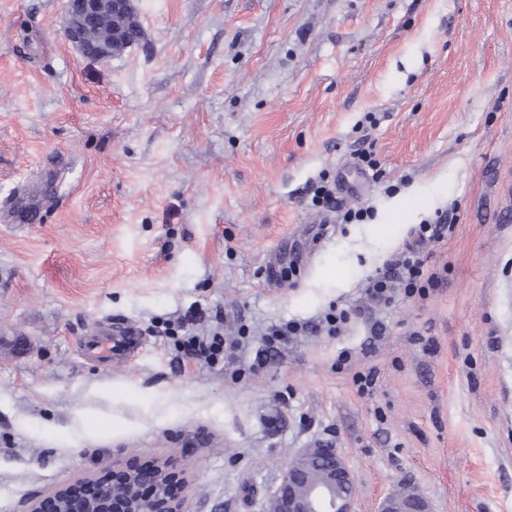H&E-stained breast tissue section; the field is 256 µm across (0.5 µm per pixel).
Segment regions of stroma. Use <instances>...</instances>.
I'll list each match as a JSON object with an SVG mask.
<instances>
[{
  "instance_id": "1",
  "label": "stroma",
  "mask_w": 512,
  "mask_h": 512,
  "mask_svg": "<svg viewBox=\"0 0 512 512\" xmlns=\"http://www.w3.org/2000/svg\"><path fill=\"white\" fill-rule=\"evenodd\" d=\"M65 3L0 0V512L170 457L188 512H260L320 440L356 512L405 486L512 512V0H136L140 44L104 62L66 41ZM365 135L383 180L355 166ZM323 178L371 219L313 209ZM435 221L442 282L374 303ZM336 306L339 335L254 368L270 326ZM107 321L143 338L112 364L84 351ZM187 333L233 360L186 361Z\"/></svg>"
}]
</instances>
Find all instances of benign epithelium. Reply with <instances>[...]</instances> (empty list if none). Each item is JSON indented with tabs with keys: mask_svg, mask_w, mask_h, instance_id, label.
<instances>
[{
	"mask_svg": "<svg viewBox=\"0 0 512 512\" xmlns=\"http://www.w3.org/2000/svg\"><path fill=\"white\" fill-rule=\"evenodd\" d=\"M131 0H85L80 9L66 11L67 40L83 55L111 57L119 32L112 40L94 44L88 33L102 13L122 14ZM184 482L177 459L162 462L111 464L94 476L61 486L30 502L26 512H185ZM354 478L345 457L332 445L318 442L297 454L285 466L266 512H354ZM381 512H430L419 494L402 491L385 498Z\"/></svg>",
	"mask_w": 512,
	"mask_h": 512,
	"instance_id": "obj_1",
	"label": "benign epithelium"
}]
</instances>
